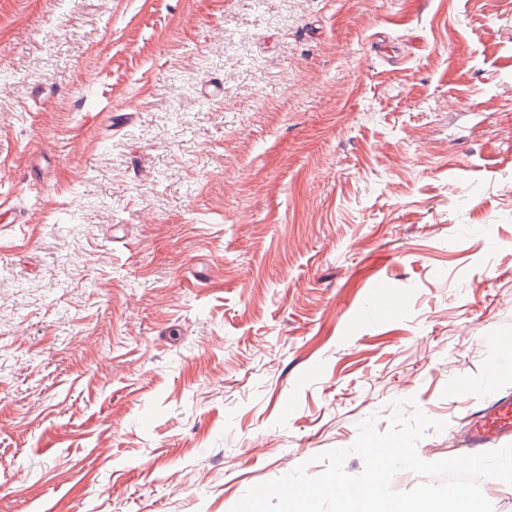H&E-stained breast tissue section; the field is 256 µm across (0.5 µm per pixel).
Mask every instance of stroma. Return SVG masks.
<instances>
[{"instance_id": "1", "label": "stroma", "mask_w": 512, "mask_h": 512, "mask_svg": "<svg viewBox=\"0 0 512 512\" xmlns=\"http://www.w3.org/2000/svg\"><path fill=\"white\" fill-rule=\"evenodd\" d=\"M8 193L0 512H230L512 394V0H0Z\"/></svg>"}]
</instances>
